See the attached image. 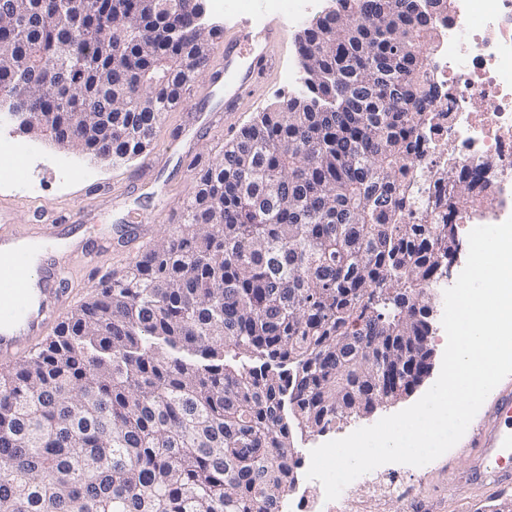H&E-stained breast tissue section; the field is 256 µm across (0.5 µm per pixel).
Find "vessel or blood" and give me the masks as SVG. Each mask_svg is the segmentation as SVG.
Instances as JSON below:
<instances>
[{"mask_svg":"<svg viewBox=\"0 0 512 512\" xmlns=\"http://www.w3.org/2000/svg\"><path fill=\"white\" fill-rule=\"evenodd\" d=\"M286 25L273 19L261 26L243 21L224 34V59L215 83L224 86V110L239 111L262 86L263 77L278 75L279 48ZM18 202L0 206V362L6 363L38 347L45 331L61 319L68 298L67 283L76 263L93 264L99 253L111 250L100 237L96 251L58 250L54 233L39 242L55 254V264L33 263L27 248L31 237L14 224ZM471 487H512V386L497 388L468 442Z\"/></svg>","mask_w":512,"mask_h":512,"instance_id":"vessel-or-blood-1","label":"vessel or blood"}]
</instances>
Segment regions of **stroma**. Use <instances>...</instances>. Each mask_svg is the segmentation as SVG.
<instances>
[{"instance_id":"stroma-1","label":"stroma","mask_w":512,"mask_h":512,"mask_svg":"<svg viewBox=\"0 0 512 512\" xmlns=\"http://www.w3.org/2000/svg\"><path fill=\"white\" fill-rule=\"evenodd\" d=\"M297 27H289V40L281 50L283 73L268 78L263 93L250 100L233 120L243 127L258 112L271 103L293 95L284 75H301L296 58L293 35ZM222 44L212 41L207 70L201 72L192 84L188 96L196 108L213 113V124L199 130L196 137L187 133L188 117L182 112H169L158 125L150 147L144 156L157 158L159 166L154 180L139 181L141 157L101 163L85 153L58 147L41 138L18 134L24 144H33L35 153L23 165L29 178L28 186H18L9 173L0 174V201L17 193H24L32 201L33 210H20L16 221L20 224H65L75 221L87 242H95L101 226L112 228V252L97 267L77 273L73 286L75 304H82L94 293L101 276L122 270L137 257L168 235L179 222L180 207L193 192V173L188 162L196 152H203L207 161H214L224 152V93L213 88V71L221 60ZM427 377L414 391L399 400L379 406L373 413L340 421L320 435L298 438V448H314L328 441L340 439L354 430L375 424L384 416L405 409L434 384ZM468 460L460 448L454 447L429 463L421 472L403 468L399 472L402 489L399 494L384 498L373 495L369 478H360L342 492L343 499L353 501L352 512H490L493 506L512 502V489L493 488L480 493L460 487L455 499H448L443 489L449 474H462Z\"/></svg>"}]
</instances>
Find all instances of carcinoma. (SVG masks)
Returning a JSON list of instances; mask_svg holds the SVG:
<instances>
[{
  "label": "carcinoma",
  "instance_id": "carcinoma-1",
  "mask_svg": "<svg viewBox=\"0 0 512 512\" xmlns=\"http://www.w3.org/2000/svg\"><path fill=\"white\" fill-rule=\"evenodd\" d=\"M295 36L303 88L200 168L177 227L0 372V512H279L295 438L411 393L481 182L401 221L448 0H334ZM202 0H0L26 132L133 158L209 61ZM139 139L117 142L129 124Z\"/></svg>",
  "mask_w": 512,
  "mask_h": 512
}]
</instances>
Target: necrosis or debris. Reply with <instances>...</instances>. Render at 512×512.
Listing matches in <instances>:
<instances>
[{
	"label": "necrosis or debris",
	"instance_id": "1",
	"mask_svg": "<svg viewBox=\"0 0 512 512\" xmlns=\"http://www.w3.org/2000/svg\"><path fill=\"white\" fill-rule=\"evenodd\" d=\"M318 0H214L217 11H286L290 22L311 18ZM426 78L436 97L408 166L421 178L425 201L447 199L446 167L471 170L489 160L488 187L475 191L457 224H490L487 196L512 191V0H449Z\"/></svg>",
	"mask_w": 512,
	"mask_h": 512
}]
</instances>
